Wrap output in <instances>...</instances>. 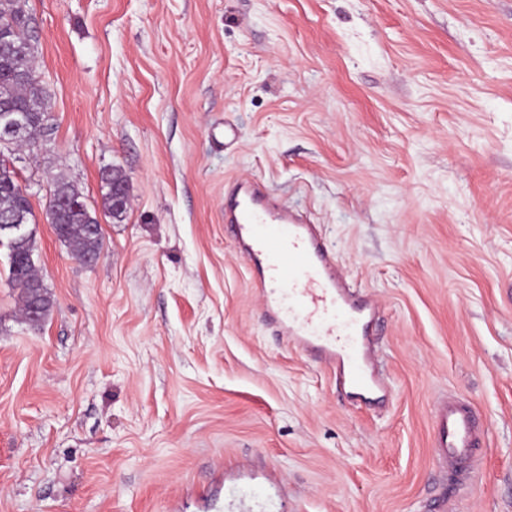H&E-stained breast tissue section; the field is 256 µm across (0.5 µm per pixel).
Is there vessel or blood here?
<instances>
[{"label": "vessel or blood", "instance_id": "obj_1", "mask_svg": "<svg viewBox=\"0 0 512 512\" xmlns=\"http://www.w3.org/2000/svg\"><path fill=\"white\" fill-rule=\"evenodd\" d=\"M223 217L226 235L250 266L269 323L328 369L347 399L383 392L368 349L378 305L351 291L313 225L251 178L225 186ZM434 439L440 465L455 472L471 468L479 419L467 405L445 401L435 414Z\"/></svg>", "mask_w": 512, "mask_h": 512}]
</instances>
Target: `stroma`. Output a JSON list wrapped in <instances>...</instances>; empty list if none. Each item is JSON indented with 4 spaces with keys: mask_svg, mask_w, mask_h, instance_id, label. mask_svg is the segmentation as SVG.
I'll return each instance as SVG.
<instances>
[{
    "mask_svg": "<svg viewBox=\"0 0 512 512\" xmlns=\"http://www.w3.org/2000/svg\"><path fill=\"white\" fill-rule=\"evenodd\" d=\"M49 128L23 167L54 299L20 312L0 245V512H224L226 474L290 512H512V0H28ZM130 183L122 218L102 173ZM98 218L83 263L56 178ZM267 184L379 304L384 404L269 325L224 234ZM483 414L460 486L437 399ZM121 177L123 179H126V174L123 172L120 168H111L107 170L102 177V182L104 183L105 193L103 194V208L105 211L112 217V202L114 205V210L116 208L123 209L124 208V202L127 201L125 212L128 209V202L127 199L129 196V181L127 184V187H125L124 184L116 185L112 184V179ZM128 188V189H127ZM127 195V197H126ZM124 212V213H125ZM62 193L75 201L76 208H69L62 213L57 212L53 205V196ZM67 197H59L57 200L59 206L66 204L69 201ZM46 219L51 224L56 236L66 243L76 253L82 261L92 263L97 261L100 257L89 258L87 255H99L102 253L103 243L101 227L98 228L94 234L90 231L95 229L99 224L98 219L91 214L86 202L84 201L83 194L79 189L70 181L63 178L57 179L54 183V188L50 195L48 204L46 206Z\"/></svg>",
    "mask_w": 512,
    "mask_h": 512,
    "instance_id": "obj_1",
    "label": "stroma"
}]
</instances>
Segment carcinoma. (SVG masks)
<instances>
[{
    "instance_id": "obj_1",
    "label": "carcinoma",
    "mask_w": 512,
    "mask_h": 512,
    "mask_svg": "<svg viewBox=\"0 0 512 512\" xmlns=\"http://www.w3.org/2000/svg\"><path fill=\"white\" fill-rule=\"evenodd\" d=\"M36 52L37 38L30 26L26 0H0V113L24 112L29 117L26 140L13 144L14 152L35 146L48 129L49 90L39 81L22 83L12 75L14 68L33 69ZM117 177L124 179L126 174L120 168H111L102 177L105 188L103 208L109 214L112 213V179ZM58 193L75 201L77 207L59 213L54 209L53 201H48L46 219L56 236L79 256L101 254L102 234L90 231V225L98 223V219L91 214L83 194L63 178L54 183L52 194ZM13 214L21 216L24 224L36 223L30 200L19 189L17 175L3 167L0 169V216ZM2 243L8 248L9 281L19 290L21 311L29 313L31 305L38 299L43 308L42 317H47L53 306L52 296L45 287L37 295L29 288L33 282H43L30 259V254L35 251L32 231L23 234L0 232Z\"/></svg>"
}]
</instances>
